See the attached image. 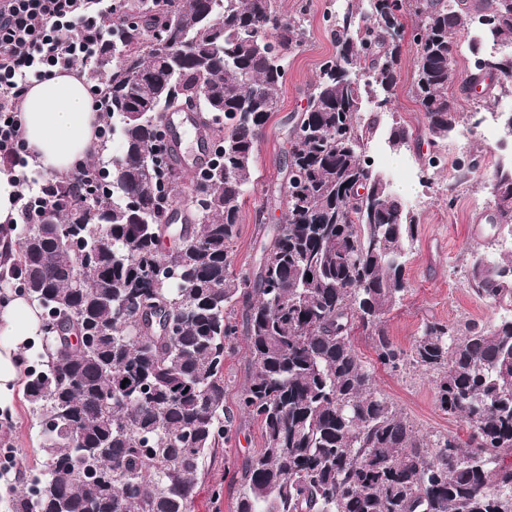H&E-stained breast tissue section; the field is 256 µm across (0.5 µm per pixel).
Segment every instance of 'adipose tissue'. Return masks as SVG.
<instances>
[{
    "label": "adipose tissue",
    "instance_id": "ef3b65f1",
    "mask_svg": "<svg viewBox=\"0 0 512 512\" xmlns=\"http://www.w3.org/2000/svg\"><path fill=\"white\" fill-rule=\"evenodd\" d=\"M25 138L48 173L63 175L79 160H89L99 145L94 137L100 115L90 106L81 76L60 74L32 86L23 103ZM37 309L21 295L0 299V414L14 412L21 384L19 357L41 334Z\"/></svg>",
    "mask_w": 512,
    "mask_h": 512
}]
</instances>
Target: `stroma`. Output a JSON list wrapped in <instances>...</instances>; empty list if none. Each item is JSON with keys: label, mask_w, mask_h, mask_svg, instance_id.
<instances>
[{"label": "stroma", "mask_w": 512, "mask_h": 512, "mask_svg": "<svg viewBox=\"0 0 512 512\" xmlns=\"http://www.w3.org/2000/svg\"><path fill=\"white\" fill-rule=\"evenodd\" d=\"M308 2L304 42L288 54L287 75L279 106L259 143L256 174L259 183L243 199L240 224L234 243L237 267L255 265L263 241L259 223L276 224L283 204L272 200L270 191L282 183L288 154L289 118L303 112L325 60L336 52L335 29L330 21L336 13L334 0H277L280 12L294 15L301 2ZM414 44L404 41L399 83L392 95L391 110L370 135L365 154L373 169L391 186L413 213L419 232L404 269L405 293L387 317L386 328L394 344L410 350L429 320L459 329L471 322L490 324L502 314L501 308L486 304L473 290L466 271L483 253L512 249V237L498 233L489 218L493 200V173L498 167L494 143L465 140L451 135L432 143L426 119L409 94L412 81ZM400 121L413 131L411 141L395 150L389 144V128ZM469 142L472 152L483 157V169L471 177H457L456 164L462 157L461 144ZM353 342L374 366L376 387L401 412L420 435L442 436L467 442L469 425L445 414L435 405L432 378L413 366L394 371L377 364L366 336ZM250 364L245 344H238L224 361L227 382L225 404L234 415L231 439L206 465L205 475L196 481L192 512H235L242 485L244 464L263 446L261 428L237 412L238 396L247 384ZM40 422L32 416L24 395L15 398L12 417L0 418V444L6 445L14 460L17 477H24L40 457L37 432Z\"/></svg>", "instance_id": "35a3bbf8"}]
</instances>
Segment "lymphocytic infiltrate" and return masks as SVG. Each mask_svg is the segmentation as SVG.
<instances>
[{
  "label": "lymphocytic infiltrate",
  "instance_id": "obj_1",
  "mask_svg": "<svg viewBox=\"0 0 512 512\" xmlns=\"http://www.w3.org/2000/svg\"><path fill=\"white\" fill-rule=\"evenodd\" d=\"M123 0H0V166H27L21 104L37 82L74 69L108 42L122 17ZM97 191L90 165L78 163L62 180L45 179L17 197L18 219L37 224L55 204L57 186Z\"/></svg>",
  "mask_w": 512,
  "mask_h": 512
}]
</instances>
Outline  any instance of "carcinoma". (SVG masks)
I'll return each mask as SVG.
<instances>
[{
  "label": "carcinoma",
  "instance_id": "1",
  "mask_svg": "<svg viewBox=\"0 0 512 512\" xmlns=\"http://www.w3.org/2000/svg\"><path fill=\"white\" fill-rule=\"evenodd\" d=\"M125 0L106 56L123 66L96 85L106 138L121 140L93 198L58 187L54 223L26 224L7 271L41 311L43 342L26 399L42 453L19 494L0 466L3 512H191L206 461L228 441L224 359L243 336L251 365L239 412L258 421L263 448L246 464L235 512H504L512 503V316L462 331L428 321L409 351L385 324L405 290L404 258L418 224L387 184L349 205L368 166L365 72L390 101L410 20L411 96L433 143L456 132V92L477 67L456 69L451 33L489 16L496 87L512 90V0H344L336 53L322 65L295 124L279 189L284 223L268 230L259 262L235 268L239 202L254 187L259 140L279 101L288 50L304 20L276 0ZM189 105L215 141L196 177L184 224L163 221L183 173L157 148L165 114ZM498 217L512 229V170L494 173ZM137 210L129 209V199ZM93 248L96 262L81 252ZM312 278H307V275ZM477 295L512 307V250L477 257ZM247 301L241 321L234 308ZM167 308L172 331L140 319ZM377 360L433 377L439 409L471 425L469 448L418 435L374 387L352 335ZM128 383H123V380Z\"/></svg>",
  "mask_w": 512,
  "mask_h": 512
}]
</instances>
